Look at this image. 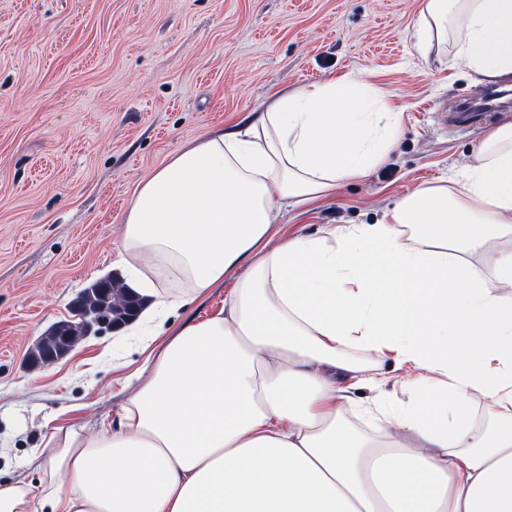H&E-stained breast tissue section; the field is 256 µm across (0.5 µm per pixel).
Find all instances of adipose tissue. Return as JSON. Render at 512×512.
<instances>
[{"mask_svg":"<svg viewBox=\"0 0 512 512\" xmlns=\"http://www.w3.org/2000/svg\"><path fill=\"white\" fill-rule=\"evenodd\" d=\"M452 22L466 68L512 75V0H426L419 48ZM400 123L346 75L147 176L120 254L162 313L150 374L92 435L53 428L0 512H512V121L372 223L270 242L384 161ZM227 279L220 312L167 327Z\"/></svg>","mask_w":512,"mask_h":512,"instance_id":"adipose-tissue-1","label":"adipose tissue"}]
</instances>
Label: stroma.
Masks as SVG:
<instances>
[{
	"label": "stroma",
	"mask_w": 512,
	"mask_h": 512,
	"mask_svg": "<svg viewBox=\"0 0 512 512\" xmlns=\"http://www.w3.org/2000/svg\"><path fill=\"white\" fill-rule=\"evenodd\" d=\"M424 0H0V481L36 482L29 458L59 424L93 431L138 385L142 337L80 340L34 367L33 346L92 282L127 279L124 215L140 181L209 131L279 96L350 73L402 124L388 159L283 230L374 219L415 187L459 173L512 120L444 122L488 85L453 44L417 48Z\"/></svg>",
	"instance_id": "obj_1"
}]
</instances>
